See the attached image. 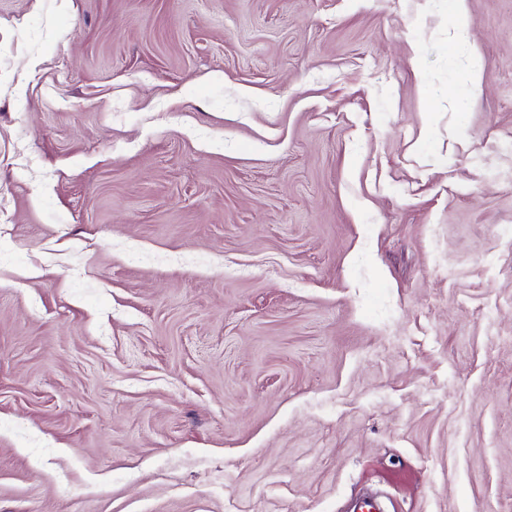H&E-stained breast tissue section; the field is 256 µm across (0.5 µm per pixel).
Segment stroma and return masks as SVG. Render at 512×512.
<instances>
[{
    "label": "stroma",
    "mask_w": 512,
    "mask_h": 512,
    "mask_svg": "<svg viewBox=\"0 0 512 512\" xmlns=\"http://www.w3.org/2000/svg\"><path fill=\"white\" fill-rule=\"evenodd\" d=\"M466 21L0 0V512H512V0Z\"/></svg>",
    "instance_id": "35a3bbf8"
}]
</instances>
